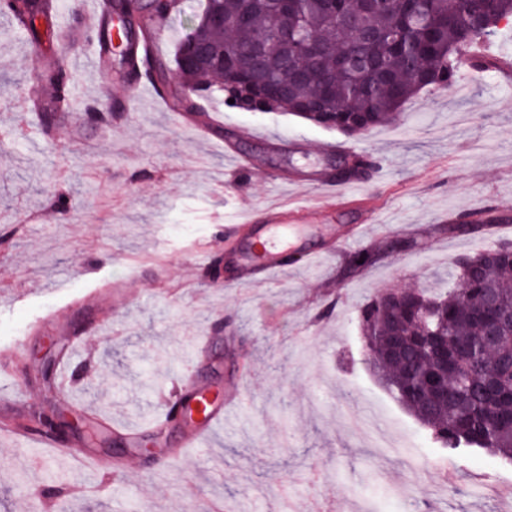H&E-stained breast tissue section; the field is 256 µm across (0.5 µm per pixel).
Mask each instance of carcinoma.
<instances>
[{
  "label": "carcinoma",
  "instance_id": "carcinoma-1",
  "mask_svg": "<svg viewBox=\"0 0 512 512\" xmlns=\"http://www.w3.org/2000/svg\"><path fill=\"white\" fill-rule=\"evenodd\" d=\"M177 6L168 0L151 11L150 0L127 7L143 13L142 47L130 46L124 65L150 72L153 34ZM44 0H9L6 9L20 25L38 33L33 20L45 15ZM210 12L224 14V28L199 15L179 42L176 76L196 91L224 92L232 106L252 111L287 112L348 137L363 136L399 122L403 106L433 87L453 85L459 65L479 42L512 21V0H465L448 11V0H288V27L314 40L318 51L297 59L302 76L288 94L277 87L285 77L280 55H265L253 68L255 35L274 26L272 0H210ZM224 48V71L231 79L216 86L219 68L203 60L184 66L191 43ZM66 65L60 60L42 82L63 92ZM377 166L362 156L336 178L367 177ZM492 206L462 215L458 226L494 224ZM495 248L463 258L449 274L460 285L445 295L410 289L389 303L375 296L358 311L360 330L371 339L370 368L386 391L429 431L432 440L453 454L481 449L512 461V325L491 352L480 347L487 326L512 311V264L495 258ZM379 251L362 246L349 257L354 270L374 264ZM497 294L493 308L482 307L487 289Z\"/></svg>",
  "mask_w": 512,
  "mask_h": 512
}]
</instances>
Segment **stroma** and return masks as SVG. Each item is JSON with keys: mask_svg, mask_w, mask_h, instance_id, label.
<instances>
[{"mask_svg": "<svg viewBox=\"0 0 512 512\" xmlns=\"http://www.w3.org/2000/svg\"><path fill=\"white\" fill-rule=\"evenodd\" d=\"M56 0L57 26L43 46L70 33L68 68L76 92L57 110L45 91L39 111L21 102L51 53L29 54L30 37L0 16V512H205L231 499L242 512H281V484L293 486L294 512L317 493L339 512H502L490 485L512 484V463L485 451L440 450L429 431L382 388L361 354L358 310L388 288L448 289L457 261L498 242L512 226L448 234L451 215L486 205L512 214V24L488 46L498 68L460 66L463 93L427 90L409 100L399 124L343 138L282 112H251L222 94L195 98L224 123L204 137L187 118L142 111L135 76L119 62L95 68L78 34L80 10L95 0ZM205 0H178L153 40V55L173 65L180 40ZM95 99L116 112L88 120ZM381 155L379 172L351 194L320 196L305 216L315 231L295 248L288 271L248 284L237 280L236 239L224 227L271 207L310 201L296 185L307 168L333 172L327 142ZM258 158L240 170L237 155ZM377 217L366 242L405 248L362 271L330 229ZM321 258L302 263L303 251ZM126 282L121 307L105 310L88 292ZM77 348L71 377L44 380L39 358L48 337ZM209 349H201L204 337ZM245 377V403L210 443L186 449L158 475L140 441L176 447L184 426L143 425L179 399L188 383L216 390ZM89 411L138 429L129 438L99 428V441L73 449L102 456L87 470L58 457L36 469L34 443L19 445L35 411Z\"/></svg>", "mask_w": 512, "mask_h": 512, "instance_id": "obj_1", "label": "stroma"}]
</instances>
